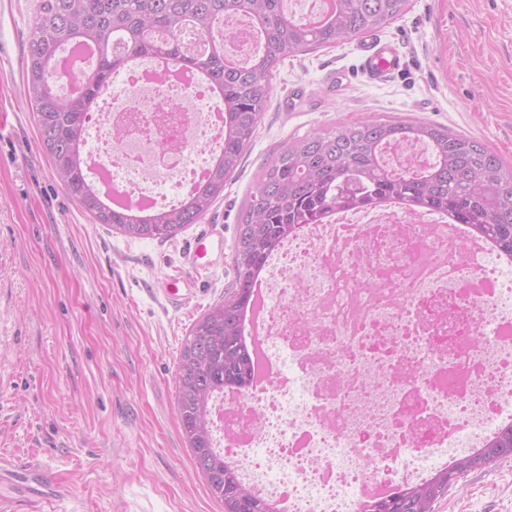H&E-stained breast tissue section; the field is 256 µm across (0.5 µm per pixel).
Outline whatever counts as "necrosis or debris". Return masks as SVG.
<instances>
[{"label": "necrosis or debris", "mask_w": 512, "mask_h": 512, "mask_svg": "<svg viewBox=\"0 0 512 512\" xmlns=\"http://www.w3.org/2000/svg\"><path fill=\"white\" fill-rule=\"evenodd\" d=\"M104 92L89 163L132 202L199 184L216 152L208 89L150 63ZM496 251L444 212L336 210L259 280L267 373L217 399L216 445L289 512H360L512 422V289Z\"/></svg>", "instance_id": "necrosis-or-debris-1"}]
</instances>
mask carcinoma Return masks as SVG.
I'll return each instance as SVG.
<instances>
[{"label": "carcinoma", "mask_w": 512, "mask_h": 512, "mask_svg": "<svg viewBox=\"0 0 512 512\" xmlns=\"http://www.w3.org/2000/svg\"><path fill=\"white\" fill-rule=\"evenodd\" d=\"M409 0H335L330 14L309 23L288 13L285 0H38L30 26L24 95L39 142L70 196L96 223L128 239L169 240L196 224L224 194L240 166L272 95V77L289 56L370 35L403 15ZM251 18L261 48L242 67L226 64L212 32L227 15ZM92 45L95 68L78 91L61 96L63 73L53 66L68 46ZM165 57L189 62L221 93L224 149L207 180L176 207L133 215L105 205L85 176L86 124L93 101L128 58ZM423 143L427 166L393 170L384 162L393 144ZM390 201L408 209L446 212L469 224L503 256L512 258V168L479 141L425 122L369 119L341 124L283 143L260 168L243 204L233 251L234 283L224 299L191 327L177 365L179 421L193 465L224 512H274L269 500L245 485L213 446L211 409L226 389L253 380L244 341V316L268 256L303 224L338 208ZM512 457V423L476 453L455 461L419 485L367 501L362 512H434L458 475Z\"/></svg>", "instance_id": "cac0c4a2"}]
</instances>
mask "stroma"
I'll return each instance as SVG.
<instances>
[{
    "instance_id": "35a3bbf8",
    "label": "stroma",
    "mask_w": 512,
    "mask_h": 512,
    "mask_svg": "<svg viewBox=\"0 0 512 512\" xmlns=\"http://www.w3.org/2000/svg\"><path fill=\"white\" fill-rule=\"evenodd\" d=\"M36 0H0V459L32 460L64 498L0 487L5 512H224L193 467L176 370L193 323L234 280L241 204L283 142L367 119L429 122L512 166V0H410L375 32L402 71L369 81L356 41L280 64L240 167L200 224L129 240L55 177L23 95ZM222 238L178 299L201 227ZM434 512H512V459L462 475Z\"/></svg>"
}]
</instances>
